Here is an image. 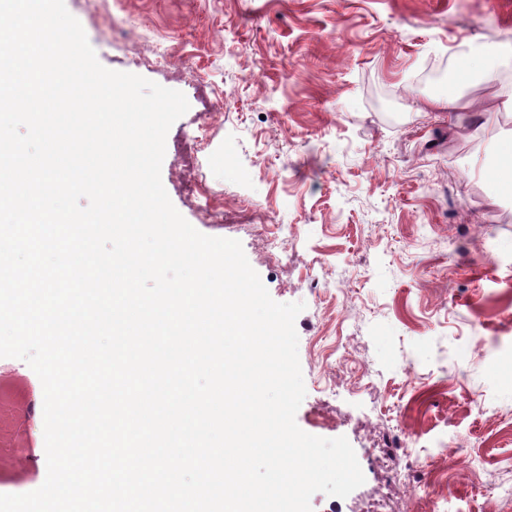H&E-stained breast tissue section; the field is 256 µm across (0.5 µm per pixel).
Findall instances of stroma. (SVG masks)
<instances>
[{
  "label": "stroma",
  "instance_id": "35a3bbf8",
  "mask_svg": "<svg viewBox=\"0 0 512 512\" xmlns=\"http://www.w3.org/2000/svg\"><path fill=\"white\" fill-rule=\"evenodd\" d=\"M66 6L103 66L185 94L161 170L178 212L239 240L274 301L305 304L296 422L346 437L365 476L347 497L314 494L313 512H363L384 491L396 512H497L512 479V196L496 192L493 164L512 160V0ZM447 90L461 109L426 111ZM336 351L367 383L323 368ZM24 366L0 358V392L21 406L42 388ZM404 419L416 481L426 459L448 478L420 505L377 458Z\"/></svg>",
  "mask_w": 512,
  "mask_h": 512
}]
</instances>
